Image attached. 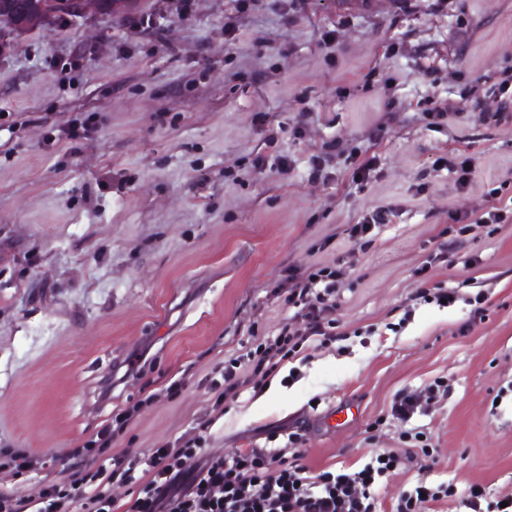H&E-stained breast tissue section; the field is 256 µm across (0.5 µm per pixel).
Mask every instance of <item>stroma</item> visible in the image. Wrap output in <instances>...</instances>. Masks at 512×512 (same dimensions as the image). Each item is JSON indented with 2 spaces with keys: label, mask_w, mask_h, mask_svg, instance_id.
<instances>
[{
  "label": "stroma",
  "mask_w": 512,
  "mask_h": 512,
  "mask_svg": "<svg viewBox=\"0 0 512 512\" xmlns=\"http://www.w3.org/2000/svg\"><path fill=\"white\" fill-rule=\"evenodd\" d=\"M139 8L155 28L101 17L0 50V448L41 459L1 472L0 489L37 497L132 407L112 444L132 459L206 420L205 452L227 459L299 432L315 474L433 448L384 480L381 512L421 478L454 487L436 512H464L473 485L512 494V223L433 269L462 301L411 300L449 213L486 211L512 178V120L493 117L512 0ZM439 156L471 158L469 181L433 170ZM365 157L370 176L353 182ZM389 205L368 248L343 235ZM318 263L345 273L341 339L283 362L279 396L217 403L225 361L302 325L274 282ZM480 290L488 311L471 327ZM437 380L448 393L428 400ZM404 392L423 400L406 425L391 415Z\"/></svg>",
  "instance_id": "stroma-1"
}]
</instances>
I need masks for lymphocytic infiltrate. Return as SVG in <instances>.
I'll list each match as a JSON object with an SVG mask.
<instances>
[{"label": "lymphocytic infiltrate", "instance_id": "obj_1", "mask_svg": "<svg viewBox=\"0 0 512 512\" xmlns=\"http://www.w3.org/2000/svg\"><path fill=\"white\" fill-rule=\"evenodd\" d=\"M493 204L480 216L450 214L438 234L428 259L414 272L413 299L454 304L455 289L432 283L431 271L444 266L462 244L464 236L494 233L497 225L512 222V185L500 183L488 192ZM344 281L339 268L320 267L308 275L288 270L275 284L302 328L283 324L249 352L248 374H241L238 360L225 362L221 372L222 396H235L252 378L275 376L283 361L315 345L336 341V295ZM131 410L117 413L114 423L96 440L99 464L72 455L68 477L44 486L36 498L0 492V512H73L82 504L86 512H115L113 483L133 485L136 495L126 512H378L376 486L401 463L400 455L383 450L371 455L354 471L325 470L310 474L301 465V436L292 432L283 448H251L231 460L204 457L199 437H179L174 443L153 448L142 462L127 454L111 453L117 428L131 417Z\"/></svg>", "mask_w": 512, "mask_h": 512}]
</instances>
